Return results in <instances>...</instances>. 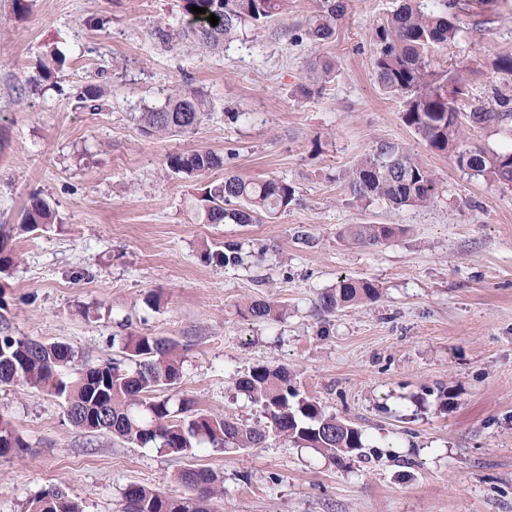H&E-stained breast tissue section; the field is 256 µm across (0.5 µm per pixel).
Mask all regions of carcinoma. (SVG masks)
Segmentation results:
<instances>
[{
    "label": "carcinoma",
    "mask_w": 512,
    "mask_h": 512,
    "mask_svg": "<svg viewBox=\"0 0 512 512\" xmlns=\"http://www.w3.org/2000/svg\"><path fill=\"white\" fill-rule=\"evenodd\" d=\"M289 0H183L184 26L177 35L191 49H216L231 40L239 26H254L288 13ZM207 9L195 14L191 7ZM457 0H402L372 33L373 69L382 90L403 105L402 122L411 128L427 149L454 158L457 166L472 175L493 177L512 187V151H488L465 139L469 128L503 127L512 123V109L489 110L481 104L462 106L448 96V85L459 80L449 71L429 69L427 56L437 47L454 41L459 30ZM345 13L343 0H322L320 14L308 24L305 36L315 44L332 39L336 23ZM219 18L213 26L210 15ZM328 60L309 67L303 94L312 96L332 78ZM206 108L201 96L189 92L165 106L139 116L140 131L150 137L163 133H188L203 121ZM223 165L216 153L198 149L170 154L166 166L175 174L202 176ZM350 194L360 200H379L395 208L426 206L434 202V174L419 160L397 145L383 142L346 173ZM295 190L283 180H247L237 175L204 186L197 200V217L204 224H254L287 210ZM237 203L232 208L230 204ZM49 204L40 196L29 199L23 211L21 231L53 223ZM346 236L362 245L392 238L389 224H356ZM206 262L224 267L237 262V248L224 244L222 250H207ZM15 256L7 238L0 239V274H9ZM375 284L363 278L344 277L322 293L321 315L329 316L345 307L373 300ZM240 315L254 322L280 316L275 305L253 300ZM122 362L84 365L66 372L75 352L63 342H43L15 336L0 328V386H17L47 392L62 400L69 423L95 434L112 435L138 446H151L168 454L189 456L207 444L211 448H255L269 434L282 437L302 448H313L333 459L360 454L362 432L348 421L326 413L318 401L300 395L291 372L283 366L256 365L237 379L238 391L259 405L267 425L248 426L229 416H217L192 408L187 400L173 407L165 391L179 383L182 357L179 343L172 338L130 333L121 338ZM29 444L0 418V457L12 456ZM177 480L186 493L173 497L158 488L132 484L123 494L122 512H213L211 503L224 494L222 477L212 469L185 468ZM26 512H83L82 505L60 487H53L28 500Z\"/></svg>",
    "instance_id": "carcinoma-1"
}]
</instances>
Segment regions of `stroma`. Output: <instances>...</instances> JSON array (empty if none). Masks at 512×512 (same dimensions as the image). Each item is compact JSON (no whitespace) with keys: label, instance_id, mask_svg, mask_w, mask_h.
I'll use <instances>...</instances> for the list:
<instances>
[{"label":"stroma","instance_id":"obj_1","mask_svg":"<svg viewBox=\"0 0 512 512\" xmlns=\"http://www.w3.org/2000/svg\"><path fill=\"white\" fill-rule=\"evenodd\" d=\"M0 0V225L19 223L30 194L58 221L13 237L0 279V321L17 336L61 341L76 364L121 356L119 337L151 334L183 347L173 401L264 424L235 381L284 366L295 387L363 434L362 456L336 462L269 436L240 451L194 458L88 434L57 398L0 386V418L28 442L0 458V512H22L64 488L84 512H119L127 486L180 495L195 463L224 476L217 512H512V188L428 151L376 82L371 35L398 0H347L329 41L304 40L320 0H291L287 17L249 24L219 51L188 50L182 0ZM460 31L428 61L461 77L467 99L497 109L496 54L512 52V0H458ZM64 59L32 86L47 50ZM336 75L304 96L310 61ZM195 91L207 115L192 133L146 137L138 116ZM93 106H82L81 97ZM389 141L435 175L433 204L398 209L350 196L346 172ZM220 155L207 176L172 173L168 155ZM281 179L295 201L259 224H204L206 181ZM350 224H392L376 245ZM307 240H298V232ZM237 247L218 268L205 250ZM371 280V303L321 316L339 278ZM251 300L281 318L239 314Z\"/></svg>","mask_w":512,"mask_h":512}]
</instances>
